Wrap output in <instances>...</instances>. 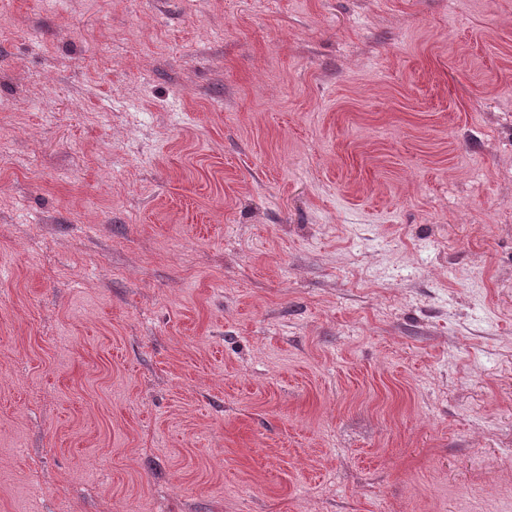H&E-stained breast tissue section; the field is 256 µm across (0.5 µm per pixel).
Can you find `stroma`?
I'll use <instances>...</instances> for the list:
<instances>
[{
	"instance_id": "stroma-1",
	"label": "stroma",
	"mask_w": 512,
	"mask_h": 512,
	"mask_svg": "<svg viewBox=\"0 0 512 512\" xmlns=\"http://www.w3.org/2000/svg\"><path fill=\"white\" fill-rule=\"evenodd\" d=\"M512 512V0H0V512Z\"/></svg>"
}]
</instances>
